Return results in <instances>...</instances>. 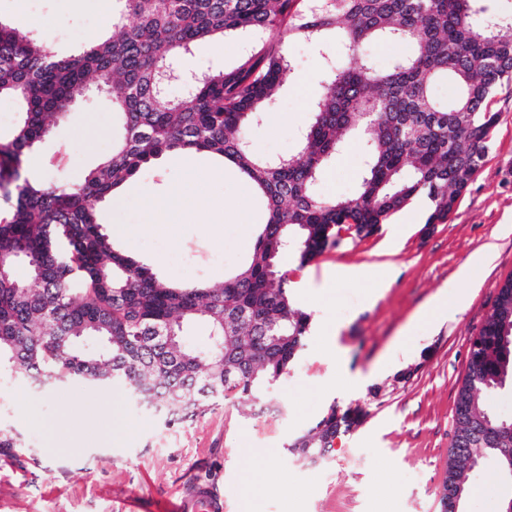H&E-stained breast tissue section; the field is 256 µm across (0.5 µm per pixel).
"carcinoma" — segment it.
<instances>
[{"instance_id":"cac0c4a2","label":"carcinoma","mask_w":512,"mask_h":512,"mask_svg":"<svg viewBox=\"0 0 512 512\" xmlns=\"http://www.w3.org/2000/svg\"><path fill=\"white\" fill-rule=\"evenodd\" d=\"M112 36L66 58L40 38L0 21V96L20 104L10 135L0 137V358L20 377L63 385L122 383L149 393L165 421H186L218 402L249 403L256 415L271 407L262 391L288 375L303 347L311 315L294 303V255L303 269L342 236L363 239L371 229L423 195L426 224H441L480 170L498 113L489 103L512 96V17L488 12L482 0H121ZM135 22L127 24L124 15ZM334 31L355 66L332 64L312 106L299 149L265 156L248 132L263 122L291 71L285 35L320 43ZM256 33L231 67L198 75L181 97L163 73L229 34ZM374 40L408 44L411 53L379 69L365 49ZM456 86L443 103L441 80ZM94 90L118 114L123 135L112 155L74 185L34 182L25 163L52 125ZM357 132L366 167L356 192L315 195L320 171ZM180 149L229 163L261 195L266 221L248 264L215 287L181 286L159 278L118 248L102 228L99 206L163 153ZM20 259L33 283L13 275ZM481 329L476 369L458 392L453 446L442 483L467 485V470L501 456L476 432L503 420L487 396L512 377V278ZM197 318L211 327L207 345L183 341ZM170 326L168 344L157 329ZM102 347L79 346L84 337ZM361 411L330 406L287 449L299 460L328 457L335 439L359 422Z\"/></svg>"}]
</instances>
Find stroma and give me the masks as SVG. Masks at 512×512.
Here are the masks:
<instances>
[{
    "label": "stroma",
    "mask_w": 512,
    "mask_h": 512,
    "mask_svg": "<svg viewBox=\"0 0 512 512\" xmlns=\"http://www.w3.org/2000/svg\"><path fill=\"white\" fill-rule=\"evenodd\" d=\"M0 20L46 39L67 56L112 33L99 0H0ZM336 35L323 45L289 37L293 72L264 122L250 131L257 152H295L298 133L336 60ZM235 37L211 42L185 57L192 70L234 64L246 51ZM498 122L481 169L447 221L427 224L426 203L413 199L375 235L347 238L295 272L291 291L312 324L289 374L265 395L284 414L245 417L220 405L191 423L145 420L126 389L80 382L41 385L0 371V429L20 443L17 460L0 457V512H121L136 498L145 512H167L181 488L213 483L224 512H442L440 492L454 434L458 390L472 336L482 327L503 281L512 276V98L497 97ZM122 134L100 93L79 102L34 148L33 180L79 183L112 153ZM201 153H164L137 176L138 184L167 193L189 172L214 168ZM364 170V146L351 137L315 183L316 194L346 197ZM226 208L213 234L186 222L154 230L140 196L121 210L104 202V230L139 224L133 255L163 279L214 286L239 271L249 250L248 228L265 209L232 167L206 184ZM492 248L491 262L466 268ZM383 266L386 288L348 278V269ZM455 282L461 295L438 322L420 313ZM34 404L36 420L23 411ZM359 407L360 423L338 438L334 452L314 463L296 460L286 445L329 408ZM512 497V479L494 458L471 472L456 512H498Z\"/></svg>",
    "instance_id": "1"
}]
</instances>
